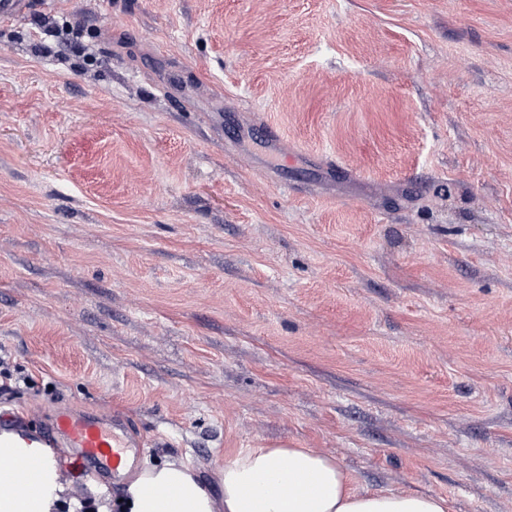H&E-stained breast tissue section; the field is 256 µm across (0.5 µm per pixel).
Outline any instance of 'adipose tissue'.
Masks as SVG:
<instances>
[{"label":"adipose tissue","mask_w":512,"mask_h":512,"mask_svg":"<svg viewBox=\"0 0 512 512\" xmlns=\"http://www.w3.org/2000/svg\"><path fill=\"white\" fill-rule=\"evenodd\" d=\"M39 459L36 486L22 465ZM165 487L169 496L152 495ZM67 496L51 449L0 438V512H62ZM90 512H448L445 499L355 486L336 457L316 448H244L214 482L188 461L144 465L120 499L91 497Z\"/></svg>","instance_id":"obj_1"}]
</instances>
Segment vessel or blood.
<instances>
[{"instance_id":"obj_1","label":"vessel or blood","mask_w":512,"mask_h":512,"mask_svg":"<svg viewBox=\"0 0 512 512\" xmlns=\"http://www.w3.org/2000/svg\"><path fill=\"white\" fill-rule=\"evenodd\" d=\"M53 0H0V19L19 20L34 8H50ZM57 426L69 439L71 447L80 449V459L86 463L107 464L119 470L127 464L128 447L118 442L112 433V421L93 416L63 414Z\"/></svg>"}]
</instances>
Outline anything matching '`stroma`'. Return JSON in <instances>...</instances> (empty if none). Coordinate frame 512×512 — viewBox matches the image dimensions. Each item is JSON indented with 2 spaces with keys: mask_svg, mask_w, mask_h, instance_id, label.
Segmentation results:
<instances>
[{
  "mask_svg": "<svg viewBox=\"0 0 512 512\" xmlns=\"http://www.w3.org/2000/svg\"><path fill=\"white\" fill-rule=\"evenodd\" d=\"M0 356V417L41 436L115 416L136 464L207 477L318 448L512 512V0L0 20ZM75 454L68 496L121 494Z\"/></svg>",
  "mask_w": 512,
  "mask_h": 512,
  "instance_id": "stroma-1",
  "label": "stroma"
}]
</instances>
